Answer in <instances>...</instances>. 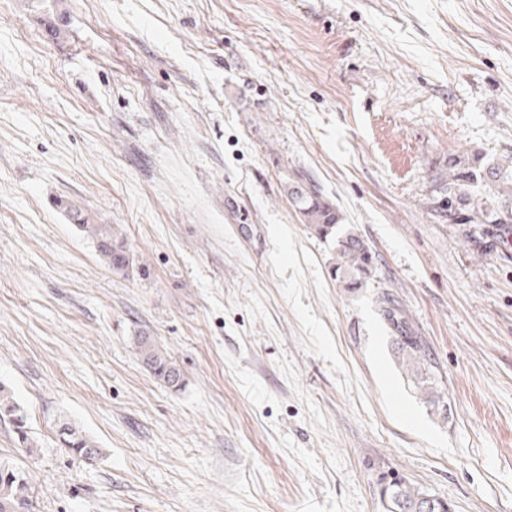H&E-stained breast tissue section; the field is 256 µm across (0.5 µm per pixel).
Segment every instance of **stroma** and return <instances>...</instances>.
<instances>
[{
	"label": "stroma",
	"mask_w": 512,
	"mask_h": 512,
	"mask_svg": "<svg viewBox=\"0 0 512 512\" xmlns=\"http://www.w3.org/2000/svg\"><path fill=\"white\" fill-rule=\"evenodd\" d=\"M476 152L512 173V0H0V384L35 443L0 420V463L33 512H385L392 473L512 512V247L478 257L437 212ZM301 175L378 255L368 288L330 278ZM63 200L144 272L112 273ZM64 422L104 458L62 448ZM471 157V160L469 157L463 160L459 156H452L448 159V183L446 177L445 184L442 187L445 192L448 190V199H451L455 195V190L461 189L465 182L470 180L471 176L477 178L474 168L476 169L478 159L475 155ZM379 307L391 332V347L399 368L420 393L424 403L434 413L448 416V402L440 388V379L432 362L431 355L417 336L404 311L389 297L380 292ZM134 346L138 358L150 373L167 387H181L182 373L167 352L159 345L157 339L146 328L134 331Z\"/></svg>",
	"instance_id": "obj_1"
}]
</instances>
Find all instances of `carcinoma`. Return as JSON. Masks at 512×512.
I'll return each mask as SVG.
<instances>
[{
	"mask_svg": "<svg viewBox=\"0 0 512 512\" xmlns=\"http://www.w3.org/2000/svg\"><path fill=\"white\" fill-rule=\"evenodd\" d=\"M477 162L476 158L465 160L459 156L448 159V183L443 185L448 196L455 195V190L476 175ZM286 190L295 211L310 232L320 239L335 241L336 257L328 269L329 276L349 292L367 287L378 262L369 244L356 232L343 228L342 216L336 205L323 195L311 179L292 180L288 182ZM67 210L76 227L90 236L98 255L112 272L127 275L135 268L145 270L114 225L91 224L83 212L73 205L67 206ZM462 214L466 218H460ZM448 218L462 219L466 224H496L497 238L501 242L512 234V213L490 208L487 201L481 198H464L463 208L449 211ZM378 299L391 332L392 352L399 368L405 372L424 403L433 412L448 418V402L440 388L431 355L404 311L389 294L382 292ZM133 341L138 358L157 380L174 389L181 387L180 368L148 329L137 328ZM0 416L9 419L18 448L28 454L33 452L26 414L14 401L11 392L1 384ZM59 435L63 445L79 457L89 461L103 457L104 450L72 424H61ZM383 502L386 512H448L447 502L420 491L398 474L388 478L383 489ZM29 506L30 485L26 474L0 466V512H29Z\"/></svg>",
	"mask_w": 512,
	"mask_h": 512,
	"instance_id": "obj_1",
	"label": "carcinoma"
}]
</instances>
